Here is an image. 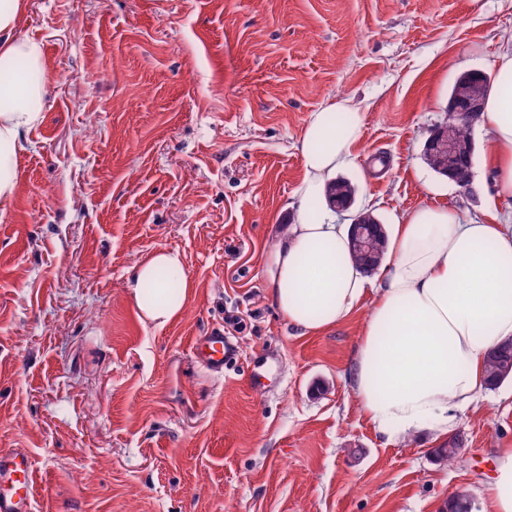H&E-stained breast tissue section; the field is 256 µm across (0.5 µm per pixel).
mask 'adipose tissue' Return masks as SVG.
<instances>
[{
    "mask_svg": "<svg viewBox=\"0 0 512 512\" xmlns=\"http://www.w3.org/2000/svg\"><path fill=\"white\" fill-rule=\"evenodd\" d=\"M19 0H0V200L16 181L22 135L42 119L43 46L17 39ZM480 123L497 198L512 197V50L496 64V92ZM363 116L346 99L311 112L299 140L305 175L297 216L267 263L269 294L289 324L322 333L368 302L351 389L370 425L393 438L427 425L450 431L458 410L485 386L490 351L512 338V224H483L456 208L403 215L390 259L371 284L351 257L348 227L324 207L327 184L351 157ZM192 286L178 253H152L129 288L140 315L159 325L179 317ZM480 491L481 512H512V446L496 451Z\"/></svg>",
    "mask_w": 512,
    "mask_h": 512,
    "instance_id": "obj_1",
    "label": "adipose tissue"
}]
</instances>
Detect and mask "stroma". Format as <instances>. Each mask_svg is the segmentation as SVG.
Here are the masks:
<instances>
[{"label": "stroma", "mask_w": 512, "mask_h": 512, "mask_svg": "<svg viewBox=\"0 0 512 512\" xmlns=\"http://www.w3.org/2000/svg\"><path fill=\"white\" fill-rule=\"evenodd\" d=\"M42 120L0 202V450L26 449L37 512H443L512 443V381L381 438L353 398L365 309L318 335L272 305L267 256L297 214L298 142L343 98L364 115L339 177L398 223L423 206L512 221L483 152L470 190L424 162L461 72L512 49V0H23ZM106 74L100 84L90 73ZM179 252L193 288L163 326L134 267ZM220 326L238 356L191 352ZM466 444V438L463 433H456L448 436V440L439 448H435V458L444 463L454 462L460 455L458 448L461 452Z\"/></svg>", "instance_id": "35a3bbf8"}]
</instances>
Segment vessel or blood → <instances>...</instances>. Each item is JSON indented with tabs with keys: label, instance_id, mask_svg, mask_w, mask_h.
Segmentation results:
<instances>
[{
	"label": "vessel or blood",
	"instance_id": "vessel-or-blood-1",
	"mask_svg": "<svg viewBox=\"0 0 512 512\" xmlns=\"http://www.w3.org/2000/svg\"><path fill=\"white\" fill-rule=\"evenodd\" d=\"M236 346L225 338L223 329L196 337L193 355L213 371L219 372L233 358ZM34 467L29 453L22 448L0 452V512H35L33 496Z\"/></svg>",
	"mask_w": 512,
	"mask_h": 512
}]
</instances>
